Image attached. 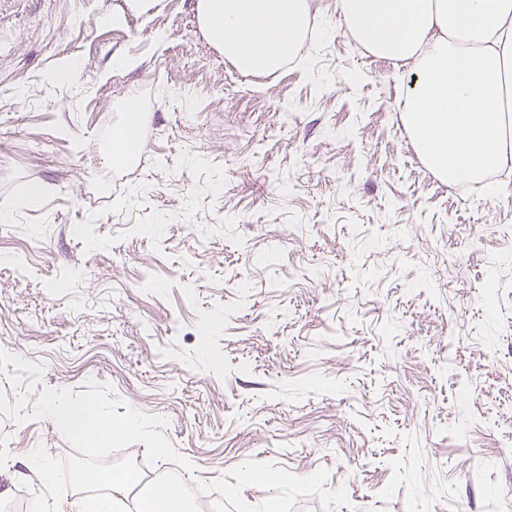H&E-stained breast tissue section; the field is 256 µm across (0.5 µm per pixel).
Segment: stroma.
<instances>
[{
  "label": "stroma",
  "instance_id": "1",
  "mask_svg": "<svg viewBox=\"0 0 512 512\" xmlns=\"http://www.w3.org/2000/svg\"><path fill=\"white\" fill-rule=\"evenodd\" d=\"M195 3L0 0V390L110 384L224 512H512V181L437 177L407 68L329 0L303 63L251 76ZM0 443L8 503L73 452L50 419ZM128 112H130L129 121L127 125L121 129L113 149V157L116 161L122 159L125 156L131 142L135 141L136 144H138L135 131V126L139 120V115L137 113L138 110L134 106H130L128 108Z\"/></svg>",
  "mask_w": 512,
  "mask_h": 512
}]
</instances>
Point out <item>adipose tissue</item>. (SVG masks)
<instances>
[{
  "label": "adipose tissue",
  "instance_id": "1",
  "mask_svg": "<svg viewBox=\"0 0 512 512\" xmlns=\"http://www.w3.org/2000/svg\"><path fill=\"white\" fill-rule=\"evenodd\" d=\"M210 41L246 74L296 59L312 0H197ZM351 36L409 66L401 110L422 160L451 183L512 168V0H335Z\"/></svg>",
  "mask_w": 512,
  "mask_h": 512
}]
</instances>
